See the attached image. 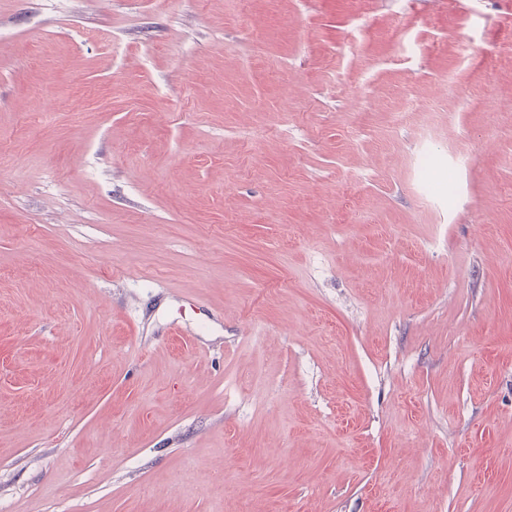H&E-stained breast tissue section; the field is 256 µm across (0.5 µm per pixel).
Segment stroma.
Wrapping results in <instances>:
<instances>
[{
    "mask_svg": "<svg viewBox=\"0 0 512 512\" xmlns=\"http://www.w3.org/2000/svg\"><path fill=\"white\" fill-rule=\"evenodd\" d=\"M0 512H512V0H0Z\"/></svg>",
    "mask_w": 512,
    "mask_h": 512,
    "instance_id": "obj_1",
    "label": "stroma"
}]
</instances>
